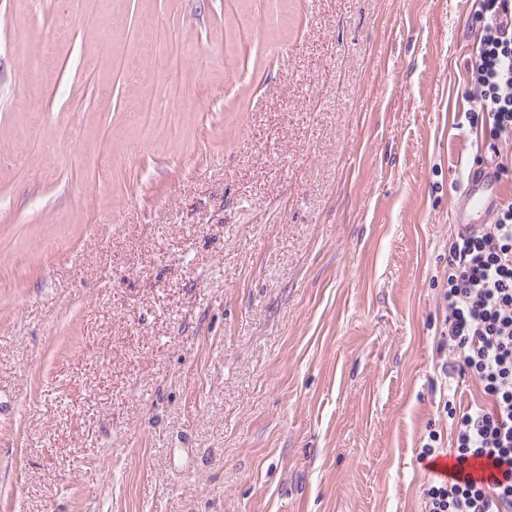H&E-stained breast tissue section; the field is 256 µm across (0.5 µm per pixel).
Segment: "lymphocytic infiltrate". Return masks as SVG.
I'll return each instance as SVG.
<instances>
[{
	"mask_svg": "<svg viewBox=\"0 0 512 512\" xmlns=\"http://www.w3.org/2000/svg\"><path fill=\"white\" fill-rule=\"evenodd\" d=\"M474 7L481 36L469 70L473 100L491 121V139L503 141L512 138V0H474ZM442 302L438 347L485 396L452 421L448 453L461 465L486 459L498 477L487 485L432 478L424 512H512V201L491 223L452 240Z\"/></svg>",
	"mask_w": 512,
	"mask_h": 512,
	"instance_id": "obj_1",
	"label": "lymphocytic infiltrate"
}]
</instances>
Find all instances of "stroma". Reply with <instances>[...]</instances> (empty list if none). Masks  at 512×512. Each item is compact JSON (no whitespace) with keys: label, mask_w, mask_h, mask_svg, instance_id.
<instances>
[{"label":"stroma","mask_w":512,"mask_h":512,"mask_svg":"<svg viewBox=\"0 0 512 512\" xmlns=\"http://www.w3.org/2000/svg\"><path fill=\"white\" fill-rule=\"evenodd\" d=\"M472 5L0 0V512H422Z\"/></svg>","instance_id":"1"}]
</instances>
